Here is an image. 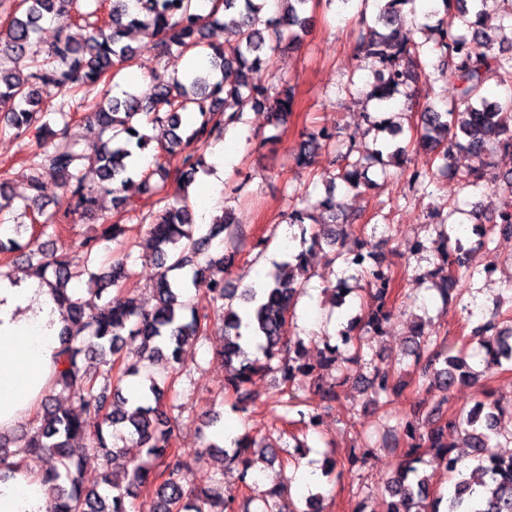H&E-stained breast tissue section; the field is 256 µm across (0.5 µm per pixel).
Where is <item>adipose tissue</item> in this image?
<instances>
[{"label":"adipose tissue","instance_id":"obj_1","mask_svg":"<svg viewBox=\"0 0 512 512\" xmlns=\"http://www.w3.org/2000/svg\"><path fill=\"white\" fill-rule=\"evenodd\" d=\"M61 348L53 289L36 277L0 275V432L34 412L50 388ZM39 471L0 468V512H48Z\"/></svg>","mask_w":512,"mask_h":512}]
</instances>
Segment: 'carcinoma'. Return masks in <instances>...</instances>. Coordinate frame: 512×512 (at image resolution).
<instances>
[{
	"label": "carcinoma",
	"instance_id": "1",
	"mask_svg": "<svg viewBox=\"0 0 512 512\" xmlns=\"http://www.w3.org/2000/svg\"><path fill=\"white\" fill-rule=\"evenodd\" d=\"M78 0H19L20 15L7 25L0 24V112L15 135L28 139V161L33 175L27 192L21 196L30 220L41 226L40 234L52 237L65 219L45 215L40 204L43 177L49 176L69 189L76 198V209L84 215L95 212L98 200L83 193L84 182L95 179L106 192L120 193L131 188L153 197L161 184L173 178L188 185L205 170L204 156L197 145L218 140L226 128L239 122L244 108H266L275 121L291 112L294 92L288 84L273 88L263 78L264 50L283 45L296 48L310 28L307 16L310 0H279L284 8L268 16L267 0H94L86 16L100 17V24L81 40L69 34L78 14ZM416 0H341L344 7L356 6L360 22L367 23L368 6H373V23L379 30L361 39L357 52L375 67V83L368 97L386 107L390 99L423 76L429 83L439 80L443 69L456 71L459 100L464 106L441 113L427 102L421 113L417 146L438 154L439 169L451 168L448 159L462 148L481 160L494 147H512V97L491 101L483 94L485 76L496 72L503 82H512V55L496 54L492 39L484 28L488 0H442L444 15L431 30L437 34L434 46L414 40L413 34L398 26L401 8ZM234 13L226 22L222 17ZM58 22L55 42L47 49L35 38L41 23ZM222 27L233 31V40L208 41V31ZM132 29L155 39L164 52L199 54L198 70L183 79L168 78L157 72L144 91H124L109 95L94 104L87 96L106 84L135 59L138 48L125 42ZM235 73L234 81L226 79ZM57 91L69 96L60 107L49 112L43 98ZM88 109L85 119L98 128L97 140L82 144L72 140L68 129L71 108ZM197 112L200 124L187 136L180 134L182 114ZM163 130L160 148L151 172L136 181L131 175L134 150L148 148L154 141L151 128ZM332 135L324 129L307 133L297 155L300 164L310 162L321 147L331 146ZM384 164L383 153L372 150L347 164L338 174L349 187L357 189L370 182L368 171ZM303 209L288 214L291 224L317 223L314 211L334 212L339 203L327 194L314 203L305 197ZM512 171L500 178V194L494 207L495 231L512 235ZM232 224L228 211L209 225L207 233L193 237L194 218L186 203H165L148 225L151 261L157 269L153 283L155 304L147 308L137 298H108L114 288L127 292L135 277L132 254L114 250L112 264L97 266L100 241H115L124 233L120 224H111L102 240L81 244L82 259L71 261L48 253L43 246L26 255L27 271L42 280L54 279L61 313L59 368L52 389L69 392L79 404V412L54 407L45 398L34 422L25 434L24 444L10 449L12 438L0 435V465L22 454L48 456L59 463L43 475L52 493L49 512H131L132 499L143 492L157 498V512H324L325 497L316 492L306 498L305 508L286 509L275 503L276 490L261 491L249 486L242 497L214 494L210 477L187 487L183 473L188 468L187 454L173 447L175 426L168 414L167 397L175 394L177 378L183 374L184 347L203 339L209 329L208 316L188 311L183 301L190 288H202L215 311L222 314L224 367L228 369L225 389L245 411L254 403L249 388L254 377L273 369L282 381L296 377L310 379L329 408L339 397L338 388L346 381L338 349L325 344L315 363L304 359V339L292 331V313L304 289L308 272L306 252L289 253L278 265V272L260 285L250 284L237 292L225 286L224 274L231 270L234 254L208 256L199 260L205 246ZM454 226L439 225L437 242L443 254L438 288L448 299V287L456 284L467 269V255L460 243H451ZM345 230L329 224L312 233L316 243L336 249V258L368 278L371 297L376 302L365 325V332H383L392 295L389 269L378 264L372 269L358 266L350 254L363 249L360 241L349 244ZM86 280L96 285L89 297L75 298L67 291L73 281ZM342 343L356 351L363 337L352 324L339 330ZM483 350L485 369L500 368L512 360V326L499 329L496 315L480 322L473 331ZM137 345L142 360L131 363L123 356L124 347ZM99 359L101 370L88 372L81 355ZM465 351L448 356L436 348L419 366L426 389L439 392L429 415L415 410L401 421L409 440L407 460L399 465L387 482L382 512H512V457L492 450L495 419L505 411L499 401L483 403L463 414L448 415V391L459 382L474 377ZM166 359L171 372L155 376L146 362ZM370 385L386 400L397 395L399 385L388 370L374 368ZM465 433L467 445L477 465L471 473L459 466L461 456L448 442L451 431ZM131 442L144 449V457L133 460L118 475L104 474L101 483L86 486L81 479V458L95 452L112 462L124 454L118 441ZM251 438L242 435L233 447L204 444L207 451L221 454V464L237 463L247 470L253 460ZM430 449L429 457L417 454ZM445 469L454 479L448 493H434L427 468Z\"/></svg>",
	"mask_w": 512,
	"mask_h": 512
}]
</instances>
